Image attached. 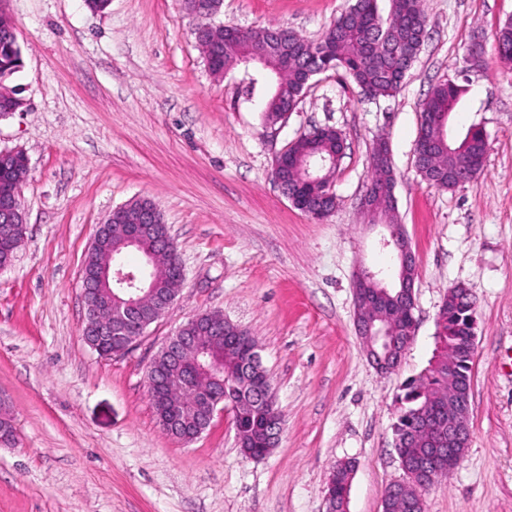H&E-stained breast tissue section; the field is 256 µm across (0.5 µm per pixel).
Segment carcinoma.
<instances>
[{
	"label": "carcinoma",
	"instance_id": "carcinoma-1",
	"mask_svg": "<svg viewBox=\"0 0 512 512\" xmlns=\"http://www.w3.org/2000/svg\"><path fill=\"white\" fill-rule=\"evenodd\" d=\"M216 0H182L185 12L195 18L196 27L209 23ZM381 0H354L324 30L316 41H309L283 26H270L240 32L230 40L217 34L197 38L209 70L222 75L238 65L255 63L262 57L260 68L271 83L269 92L257 99L248 90L246 101L267 122L280 121L294 103H299L309 81L327 72H342L360 89L369 94L391 97L401 88L409 66L417 58L427 37V16L424 0H387L388 9L380 8ZM498 59L512 63V20L500 24L494 35ZM22 67V50L10 22L0 17V114L21 112L26 103L6 83ZM466 88L452 79L431 88L421 109L420 118L443 119L452 125L455 109ZM340 137L316 128L304 134L288 156V171L273 176L288 187V191L310 205L332 209L333 197L323 200L310 196L305 178L307 162L312 158H332L343 150ZM488 143L482 128L471 126L466 133L454 135L445 144L434 143L420 169L423 179L431 186L447 190L476 179L484 170ZM24 153L0 162V208L21 207L19 189L23 181L17 178L24 170ZM371 180L378 191L372 196L375 212L388 223H394L393 189L396 182L392 159L371 154ZM143 251L152 254L156 287H168L165 272L178 263L175 245L163 247L153 239L143 242ZM392 329L401 337L410 322L408 311L393 306ZM475 301L468 290L454 287L448 291L436 320L435 355L426 370L409 379L399 396V407L392 424L393 442L401 449L405 465L413 474L407 476L405 490L399 498L383 501L384 512H424L422 485L416 470L426 466L431 470L448 466V457L434 462L427 459L429 431L426 418L448 413V405L468 403L470 363L473 353L465 337L474 335ZM223 361L224 402L235 405V426L247 447L243 454L261 458L270 452L266 425L267 407L254 400L247 387L248 371L241 362L239 350L229 342L213 348ZM355 464L344 462L336 466L329 491L336 497V512H347L348 498Z\"/></svg>",
	"mask_w": 512,
	"mask_h": 512
}]
</instances>
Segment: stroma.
Returning <instances> with one entry per match:
<instances>
[{
	"label": "stroma",
	"mask_w": 512,
	"mask_h": 512,
	"mask_svg": "<svg viewBox=\"0 0 512 512\" xmlns=\"http://www.w3.org/2000/svg\"><path fill=\"white\" fill-rule=\"evenodd\" d=\"M347 0H223L214 25L286 26L319 39ZM428 36L401 90L367 98L343 74L315 77L283 124L244 100L249 76H214L181 0H0L22 48L11 85L28 107L0 118V150L22 149L26 234L0 269V395L15 417L0 445V512H327L328 478L353 461L349 512H381L404 472L391 424L404 383L423 372L449 288L477 299L470 439L424 496L425 512H512V65L493 33L512 0H426ZM467 92L454 126H481L477 180L430 186L414 156L430 88ZM347 144L321 223L274 183L273 162L312 128ZM386 138L399 224L415 254L413 341L379 373L355 326L360 268L393 266L360 201ZM146 198L162 213L184 280L168 313L127 352L83 340L82 268L98 224ZM218 312L261 349L284 423L265 457L243 455L232 410L183 443L159 425L147 370L190 318Z\"/></svg>",
	"instance_id": "stroma-1"
}]
</instances>
